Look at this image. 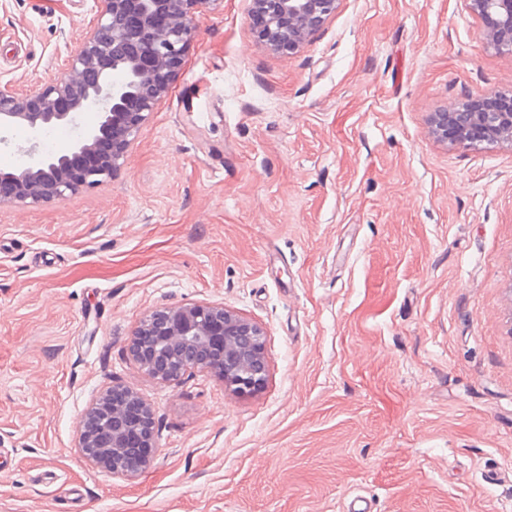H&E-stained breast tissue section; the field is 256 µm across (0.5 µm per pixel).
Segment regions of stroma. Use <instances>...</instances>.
<instances>
[{"label":"stroma","instance_id":"1","mask_svg":"<svg viewBox=\"0 0 512 512\" xmlns=\"http://www.w3.org/2000/svg\"><path fill=\"white\" fill-rule=\"evenodd\" d=\"M251 0H209L124 164L0 206V512H512V143L432 112L512 94L466 0H338L291 54ZM99 0H0V88L60 76ZM221 303L267 380L162 383L151 311ZM119 384L156 447L125 477L77 452Z\"/></svg>","mask_w":512,"mask_h":512}]
</instances>
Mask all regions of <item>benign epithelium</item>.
<instances>
[{"mask_svg": "<svg viewBox=\"0 0 512 512\" xmlns=\"http://www.w3.org/2000/svg\"><path fill=\"white\" fill-rule=\"evenodd\" d=\"M97 16L68 69L39 91L19 96L0 89V132L24 127L33 133L25 152L31 161L0 170V204L64 201L83 187L98 185L121 166L149 115L180 70L195 32L196 13L210 0H102ZM337 0H252L261 15L259 40L270 49L290 53L336 11ZM481 19L483 34L494 48L512 53V0H469ZM483 112L441 109L431 117L432 134L468 146L482 141H512V97L488 96ZM95 108L68 153L39 149V134L70 124ZM133 360L152 378L169 382L208 370L240 395L260 391L268 361L263 328L222 304L190 303L158 309L138 326L130 344ZM141 407L139 419L124 404L101 399L82 421L79 452L89 463L114 475L135 473L138 447L155 445L149 405L124 386H112Z\"/></svg>", "mask_w": 512, "mask_h": 512, "instance_id": "obj_1", "label": "benign epithelium"}]
</instances>
